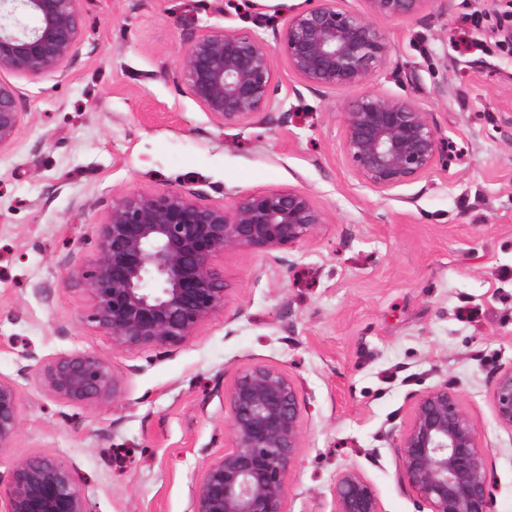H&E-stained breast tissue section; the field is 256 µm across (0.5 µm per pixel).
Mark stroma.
I'll use <instances>...</instances> for the list:
<instances>
[{
	"instance_id": "35a3bbf8",
	"label": "stroma",
	"mask_w": 512,
	"mask_h": 512,
	"mask_svg": "<svg viewBox=\"0 0 512 512\" xmlns=\"http://www.w3.org/2000/svg\"><path fill=\"white\" fill-rule=\"evenodd\" d=\"M308 0H82L65 75L4 72L25 116L0 148V378L20 392V435L0 454L53 456L95 512H187L206 460L229 447L224 390L253 364L301 386V446L284 512H334L336 477L359 470L382 512H418L391 440L412 396L448 383L488 448L494 512H512V429L490 400L512 364V0H428L382 22L391 53L369 83L429 113L448 155L390 192L342 150L356 87L304 85L277 64L271 123L217 127L187 93L178 50L208 28L273 40ZM294 188L327 215L287 266L229 251L225 314L171 355L117 350L87 323L69 272L87 264L113 194L183 189L232 206ZM94 351L114 397L47 394L32 359Z\"/></svg>"
}]
</instances>
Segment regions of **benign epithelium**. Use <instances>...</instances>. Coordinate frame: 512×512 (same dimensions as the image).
<instances>
[{
    "mask_svg": "<svg viewBox=\"0 0 512 512\" xmlns=\"http://www.w3.org/2000/svg\"><path fill=\"white\" fill-rule=\"evenodd\" d=\"M81 0H0V72L63 75L81 35ZM312 0L287 18L275 46L252 32L210 28L190 34L178 65L188 94L214 124H247L270 116L274 55L309 87L342 90L369 84L390 45L376 21L409 17L428 0ZM13 88L0 81V148L23 120ZM443 141L428 113L409 98L367 89L343 105L342 152L356 177L389 192L430 172ZM327 223L306 193L280 188L248 195L230 207L196 191L162 189L112 196L89 265L68 278L90 300L85 320L118 350L172 352L197 336L228 304L226 251L264 255L311 240ZM34 376L50 395L76 404L115 393L104 356L87 351L36 361ZM301 390L286 371L254 364L224 390L231 446L209 458L191 488L188 512H283L288 470L301 445ZM497 422L512 429V365L490 383ZM20 431L17 386L0 378V455ZM394 447L399 482L429 512H493L488 458L458 395L443 383L413 397L411 420ZM336 512H382L373 486L356 469L333 486ZM5 512H93L68 466L49 455L13 461L0 477Z\"/></svg>",
    "mask_w": 512,
    "mask_h": 512,
    "instance_id": "obj_1",
    "label": "benign epithelium"
}]
</instances>
